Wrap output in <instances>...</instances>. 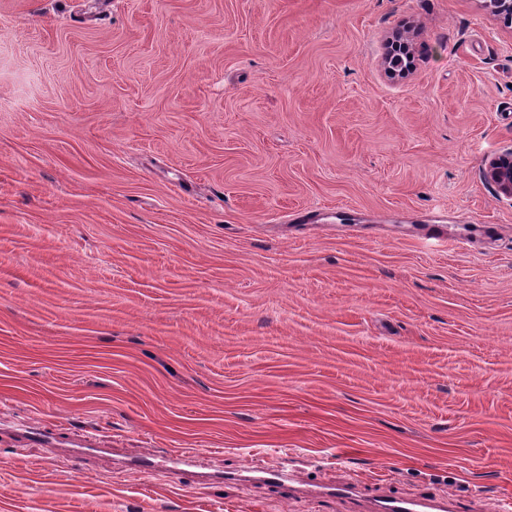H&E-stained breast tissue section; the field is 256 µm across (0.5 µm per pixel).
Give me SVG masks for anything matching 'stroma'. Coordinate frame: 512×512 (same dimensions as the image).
Wrapping results in <instances>:
<instances>
[{
  "mask_svg": "<svg viewBox=\"0 0 512 512\" xmlns=\"http://www.w3.org/2000/svg\"><path fill=\"white\" fill-rule=\"evenodd\" d=\"M510 150L484 0H0V512H490L512 199L484 169ZM247 474H253L259 479L270 482H283L305 484L301 482V476L298 473L286 470L282 467L264 465V464H251L247 471ZM367 512H452L451 497L448 501L430 497H403L398 495H381L371 500Z\"/></svg>",
  "mask_w": 512,
  "mask_h": 512,
  "instance_id": "stroma-1",
  "label": "stroma"
}]
</instances>
